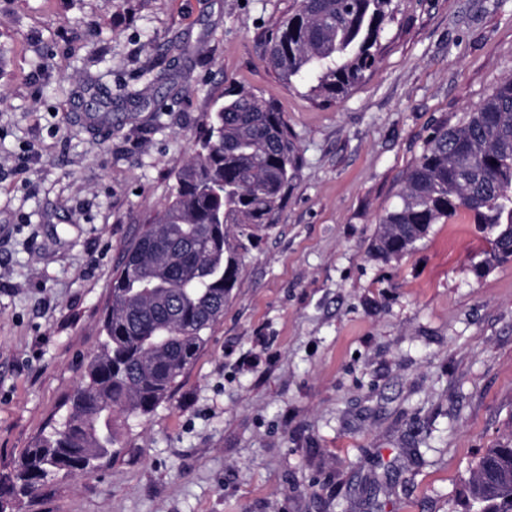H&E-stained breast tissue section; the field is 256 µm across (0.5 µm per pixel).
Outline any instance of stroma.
I'll use <instances>...</instances> for the list:
<instances>
[{"mask_svg": "<svg viewBox=\"0 0 512 512\" xmlns=\"http://www.w3.org/2000/svg\"><path fill=\"white\" fill-rule=\"evenodd\" d=\"M294 9L0 0V473L66 414L124 249L225 88L277 102L301 157L169 399L14 512H469L479 456L512 441V261L474 273L463 211L372 248L434 128L512 76V0H392L379 68L329 104L266 64Z\"/></svg>", "mask_w": 512, "mask_h": 512, "instance_id": "1", "label": "stroma"}]
</instances>
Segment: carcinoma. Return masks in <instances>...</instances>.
I'll list each match as a JSON object with an SVG mask.
<instances>
[{"mask_svg": "<svg viewBox=\"0 0 512 512\" xmlns=\"http://www.w3.org/2000/svg\"><path fill=\"white\" fill-rule=\"evenodd\" d=\"M390 0H299L266 39V62L316 99L346 96L380 63ZM195 155L171 195L124 251L102 318L105 339L62 422L0 476V512L54 475L85 474L118 443L115 416L146 418L166 401L224 315L245 243L275 223L299 164L283 112L229 86L208 113ZM466 210L490 229V258L512 260V77L458 126L434 129L400 203L380 220L373 250L399 258L434 224ZM468 499L512 512V446L480 456Z\"/></svg>", "mask_w": 512, "mask_h": 512, "instance_id": "carcinoma-1", "label": "carcinoma"}]
</instances>
